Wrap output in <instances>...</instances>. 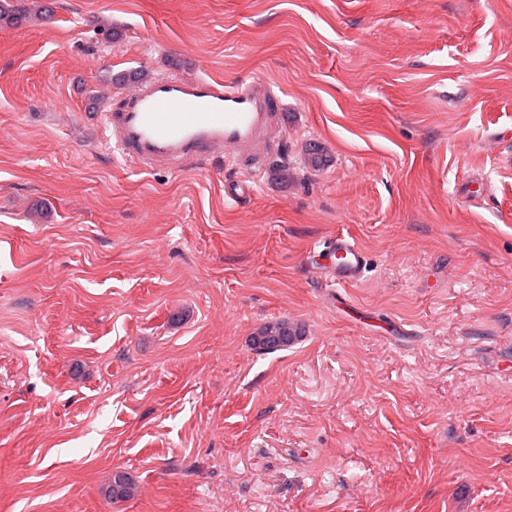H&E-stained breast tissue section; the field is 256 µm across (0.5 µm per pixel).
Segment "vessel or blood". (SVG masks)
<instances>
[{
	"label": "vessel or blood",
	"instance_id": "vessel-or-blood-1",
	"mask_svg": "<svg viewBox=\"0 0 512 512\" xmlns=\"http://www.w3.org/2000/svg\"><path fill=\"white\" fill-rule=\"evenodd\" d=\"M283 116L278 96L259 78L188 79L169 72L130 87L122 104L103 113L114 148L141 170H182L213 158L240 169L260 161L275 142ZM366 251L336 234L323 253L321 276L341 286L360 281Z\"/></svg>",
	"mask_w": 512,
	"mask_h": 512
}]
</instances>
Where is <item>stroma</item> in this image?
<instances>
[{"instance_id":"obj_1","label":"stroma","mask_w":512,"mask_h":512,"mask_svg":"<svg viewBox=\"0 0 512 512\" xmlns=\"http://www.w3.org/2000/svg\"><path fill=\"white\" fill-rule=\"evenodd\" d=\"M46 2L0 28V512H512V0ZM121 71L267 81L287 183L126 164ZM318 273L336 285L360 281L368 264L366 251L348 234L336 233L323 253ZM304 335L305 328L302 324L276 320L258 327L250 339V344L256 352L273 353L288 348ZM136 485L134 480L124 471H117L112 476L108 496L112 499L125 500L134 496Z\"/></svg>"}]
</instances>
